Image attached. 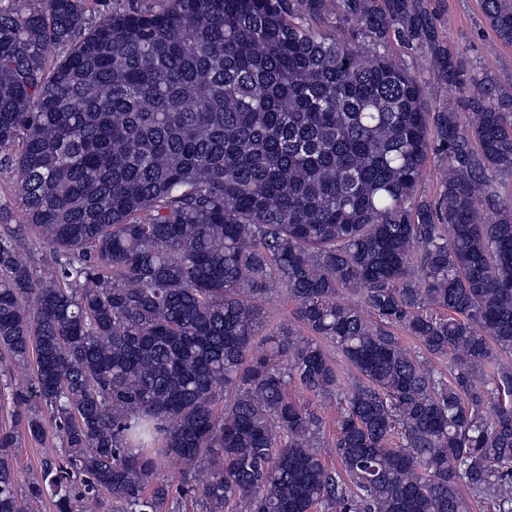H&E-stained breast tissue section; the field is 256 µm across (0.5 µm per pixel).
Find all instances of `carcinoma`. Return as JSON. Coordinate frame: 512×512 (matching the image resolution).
I'll list each match as a JSON object with an SVG mask.
<instances>
[{
	"label": "carcinoma",
	"mask_w": 512,
	"mask_h": 512,
	"mask_svg": "<svg viewBox=\"0 0 512 512\" xmlns=\"http://www.w3.org/2000/svg\"><path fill=\"white\" fill-rule=\"evenodd\" d=\"M27 2L0 6V166L27 216L0 226V382L33 366L13 401L31 438L57 433L56 512H512V88L443 44L426 0H170L89 30L84 0ZM483 2L511 45L512 0ZM333 6L347 37L311 26ZM393 40L430 54L448 104ZM273 279L309 335L258 346ZM293 386L337 397L336 467ZM14 442L0 512H22ZM393 57L404 63L423 88L424 99L431 107L442 106L448 100V91L429 66L424 50L410 49L396 41L386 49ZM441 162L437 158L432 157L423 173L418 185V194L428 199H433L441 189L439 178V166ZM21 257L35 266H42L50 262L52 257L51 249L33 236H29L20 248Z\"/></svg>",
	"instance_id": "carcinoma-1"
}]
</instances>
